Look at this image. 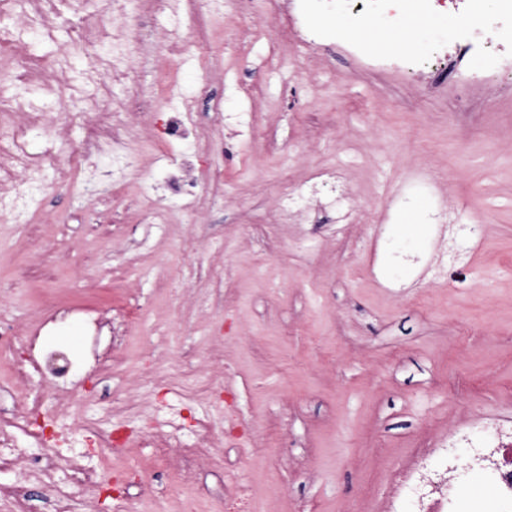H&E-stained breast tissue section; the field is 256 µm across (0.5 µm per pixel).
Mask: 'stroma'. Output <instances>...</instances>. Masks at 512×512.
Wrapping results in <instances>:
<instances>
[{"label":"stroma","instance_id":"35a3bbf8","mask_svg":"<svg viewBox=\"0 0 512 512\" xmlns=\"http://www.w3.org/2000/svg\"><path fill=\"white\" fill-rule=\"evenodd\" d=\"M58 9L53 39L29 32L28 56L63 57L71 88L92 105L126 98L122 84L100 95L70 47L69 18L94 14L95 0ZM342 9L340 0H281L275 14L267 0H172L149 25L177 30L175 46L140 54L100 39L97 54L137 69L139 100L159 104L144 116L133 101L124 115L157 137L154 150L103 142L71 184L46 175L0 219V280L13 286L0 295L11 312L0 332L27 335L40 307L30 289L60 276L69 299L117 325L125 280L139 284L144 317L125 329L111 374L80 368L71 407L46 400L44 423L61 415L112 429L113 400L137 373L158 403L156 437L189 414L223 424L227 401L261 435L190 487L180 459L149 444L110 454L75 437L59 453L118 467L104 489L117 476L146 482L126 496L75 498L76 512H126L132 502L175 512L188 493L199 512H222L236 483L253 512H374L390 472L426 439L471 426L475 411L512 422V44L493 29L502 0L477 19L460 0L453 27L420 29L412 67L401 52L340 42L316 24ZM462 33L504 59L500 74L485 72L482 55L449 57ZM243 83L258 88V103L241 96ZM18 93L49 110L29 135L32 151L58 132L69 144L83 137L85 117L52 111L50 90ZM179 113L197 138L165 140ZM183 162L194 187L174 196L163 183ZM283 193L321 202L323 223L303 225L302 244L254 255L234 228L276 223ZM230 195L237 205H225ZM154 203L167 223H142ZM359 211L370 215L362 249L327 243L329 226ZM192 216L195 239L170 234ZM452 222L483 225V236L461 242L459 260L393 270L391 246L432 254ZM223 339L235 349L232 371L209 405L192 360ZM160 364L163 386L150 379Z\"/></svg>","mask_w":512,"mask_h":512}]
</instances>
